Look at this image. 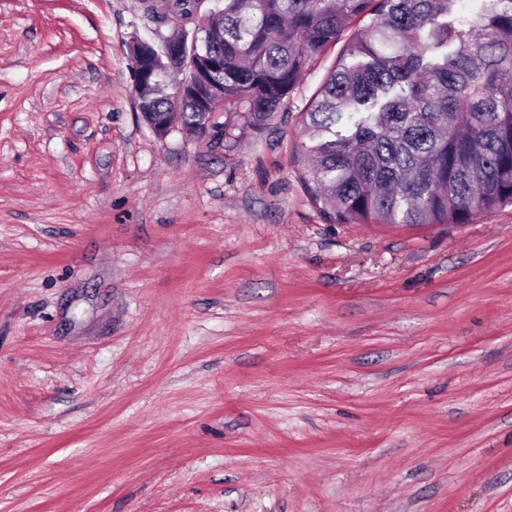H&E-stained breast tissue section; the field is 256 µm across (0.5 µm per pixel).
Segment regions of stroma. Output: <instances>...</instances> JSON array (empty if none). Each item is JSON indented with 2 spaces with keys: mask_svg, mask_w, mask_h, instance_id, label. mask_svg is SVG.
<instances>
[{
  "mask_svg": "<svg viewBox=\"0 0 512 512\" xmlns=\"http://www.w3.org/2000/svg\"><path fill=\"white\" fill-rule=\"evenodd\" d=\"M144 0H0V512H512V205L330 224L273 131L158 137Z\"/></svg>",
  "mask_w": 512,
  "mask_h": 512,
  "instance_id": "obj_1",
  "label": "stroma"
}]
</instances>
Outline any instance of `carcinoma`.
Returning a JSON list of instances; mask_svg holds the SVG:
<instances>
[{
  "instance_id": "carcinoma-1",
  "label": "carcinoma",
  "mask_w": 512,
  "mask_h": 512,
  "mask_svg": "<svg viewBox=\"0 0 512 512\" xmlns=\"http://www.w3.org/2000/svg\"><path fill=\"white\" fill-rule=\"evenodd\" d=\"M458 0H169L160 19L192 49L174 63L153 54L140 106L151 129L194 136L221 100L244 104V125L271 127L307 62L343 43L310 99L311 145L299 180L330 224H467L476 210L512 204V0H482L463 20ZM224 57L203 92L196 52Z\"/></svg>"
}]
</instances>
